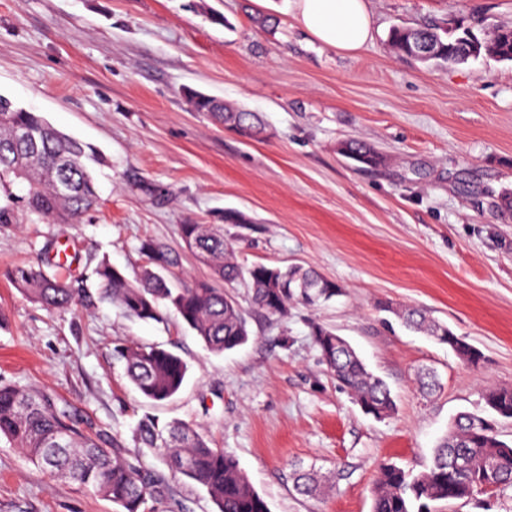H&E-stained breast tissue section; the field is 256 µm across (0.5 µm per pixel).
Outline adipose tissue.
Listing matches in <instances>:
<instances>
[{"instance_id":"obj_1","label":"adipose tissue","mask_w":512,"mask_h":512,"mask_svg":"<svg viewBox=\"0 0 512 512\" xmlns=\"http://www.w3.org/2000/svg\"><path fill=\"white\" fill-rule=\"evenodd\" d=\"M299 26L321 44L345 53L364 49L372 39L366 0H287Z\"/></svg>"}]
</instances>
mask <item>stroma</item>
I'll return each instance as SVG.
<instances>
[{
  "label": "stroma",
  "instance_id": "obj_1",
  "mask_svg": "<svg viewBox=\"0 0 512 512\" xmlns=\"http://www.w3.org/2000/svg\"><path fill=\"white\" fill-rule=\"evenodd\" d=\"M373 38L329 49L285 0H0V94L104 157L99 206L79 224L17 207L0 224V382L45 391L88 433L129 444L146 413L198 424L235 455L270 512H371L379 464L420 470L460 412L484 414L487 386L512 388V62L436 68L401 56L392 26L512 27V0H368ZM274 18L259 29L254 17ZM249 112L262 140L196 111L185 88ZM359 138L382 154L360 168L339 151ZM248 216L224 236L240 263L300 264L340 296L287 316L249 312L246 344L215 355L181 319L129 318L118 305L50 310L7 277L29 265L97 291L96 267L127 277L143 240L176 255L171 280L209 269L183 224ZM68 251L66 268L43 251ZM425 309L483 354L480 368L407 330L392 307ZM332 327L389 385L391 415L364 414L322 363L313 325ZM179 355L189 371L163 402L129 383L117 346ZM436 372L427 396L416 372ZM331 475L322 496L293 487L300 466ZM0 512H115L111 501L52 479L0 440Z\"/></svg>",
  "mask_w": 512,
  "mask_h": 512
}]
</instances>
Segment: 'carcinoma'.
<instances>
[{
  "mask_svg": "<svg viewBox=\"0 0 512 512\" xmlns=\"http://www.w3.org/2000/svg\"><path fill=\"white\" fill-rule=\"evenodd\" d=\"M421 40L432 45L429 60L445 65L460 63L464 49L475 45L499 61H512V34L506 29L480 39L467 29L459 33L428 24L394 27L388 36L396 53L412 58L414 45ZM186 96L196 111L222 124L246 128L251 138L262 133L263 123L255 112L226 106L192 90ZM340 152L367 166L379 161L376 148L358 139L344 141ZM91 161H101L91 147L0 95V178L11 177L22 184L29 212L54 224L80 223L99 201ZM249 223L245 214L229 211L222 224L180 225L181 238L191 241L194 253L211 270L209 279L170 288L161 271L175 264V259L161 244L146 240L141 250L148 263L132 279L109 262H101L96 297L144 321L159 319L163 306L179 316L208 351L221 355L246 343L249 330L239 303L217 283H245L253 308L268 317L287 315L290 304L316 306L338 294L335 283L297 265L271 266L267 276L252 275L251 268L235 260L231 243L224 238V225ZM10 279L24 296L48 308L88 307L96 298L76 281L63 282L31 267L14 268ZM386 311L406 328L448 345L468 365L479 366L481 351L426 311L405 306H389ZM313 338L322 362L356 404L374 416L385 418L394 412L387 383L366 368L353 348L338 349L334 329L318 325ZM117 355L124 361L129 382L149 400L175 395L187 374L179 356L158 347L132 341L121 346ZM483 400L497 416L512 420L511 388L489 387ZM2 438L52 478L91 489L112 500L121 512H157L161 505L166 512H187L177 486L193 484L205 490L216 512H269L238 460L212 446L198 426L183 420L162 423L143 415L131 432L138 451L130 455L117 443L108 449L105 440L85 434L76 416L52 395L0 384ZM485 483L512 487V443L499 438L494 421L463 412L454 418L424 470L415 473L380 464L371 490V512H436L450 501L473 500ZM294 486L307 496L320 489L317 477L302 469Z\"/></svg>",
  "mask_w": 512,
  "mask_h": 512,
  "instance_id": "1",
  "label": "carcinoma"
}]
</instances>
